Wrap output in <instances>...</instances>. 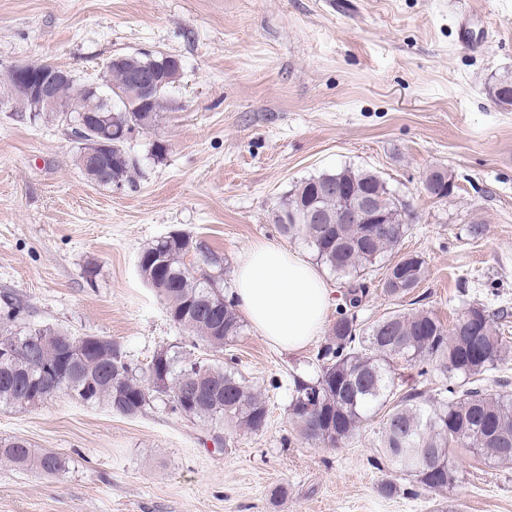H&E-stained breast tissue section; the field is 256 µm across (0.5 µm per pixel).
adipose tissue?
<instances>
[{
    "mask_svg": "<svg viewBox=\"0 0 512 512\" xmlns=\"http://www.w3.org/2000/svg\"><path fill=\"white\" fill-rule=\"evenodd\" d=\"M233 297L260 336L296 351L320 336L331 291L309 259L258 240L237 267Z\"/></svg>",
    "mask_w": 512,
    "mask_h": 512,
    "instance_id": "adipose-tissue-1",
    "label": "adipose tissue"
}]
</instances>
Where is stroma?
<instances>
[{
	"label": "stroma",
	"mask_w": 512,
	"mask_h": 512,
	"mask_svg": "<svg viewBox=\"0 0 512 512\" xmlns=\"http://www.w3.org/2000/svg\"><path fill=\"white\" fill-rule=\"evenodd\" d=\"M139 52L176 56L181 78L155 129L130 143L133 183L90 184L65 127L30 123L5 72L52 62L97 84L113 55ZM506 73L512 0H0V313L18 302L20 322L107 337L139 367L160 350L235 362L269 409L246 433L163 397L134 418L63 393L0 407V441L69 460L59 475L0 461V512H512V465L468 452L447 492L399 475L382 495L379 418L330 448L288 417L292 377H316L325 336L288 352L248 326L211 349L138 268L145 246L181 231L223 257L231 290L256 240L309 254L272 219L297 181L368 169L409 204L401 250L423 257L425 276L395 300L372 272L361 325L413 306L447 323L471 303L512 310V110L488 96ZM435 169L455 182L443 199L423 187Z\"/></svg>",
	"instance_id": "obj_1"
}]
</instances>
